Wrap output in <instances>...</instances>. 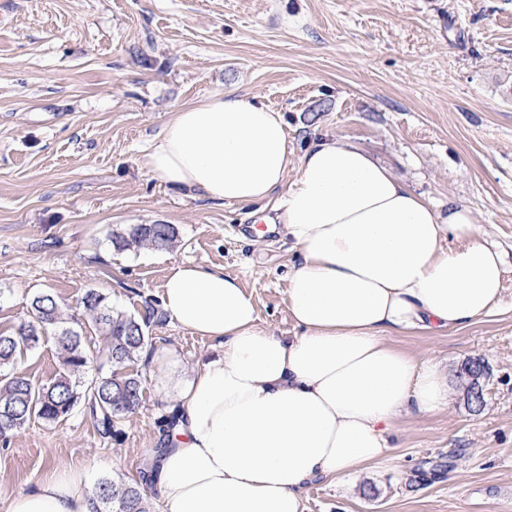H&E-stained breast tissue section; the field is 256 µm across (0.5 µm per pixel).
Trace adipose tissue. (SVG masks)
<instances>
[{"label":"adipose tissue","mask_w":512,"mask_h":512,"mask_svg":"<svg viewBox=\"0 0 512 512\" xmlns=\"http://www.w3.org/2000/svg\"><path fill=\"white\" fill-rule=\"evenodd\" d=\"M143 164L210 201L263 213L276 199L264 222L293 245L286 302L302 330L270 333L223 269L171 268L164 311L215 354L172 387L168 449L147 468L163 512H302L309 481L382 461L402 418L447 404L438 364L391 339L460 328L497 306L503 259L466 207L440 213L338 138L293 156L283 114L233 93L173 112ZM5 512H100V501L82 472L60 468Z\"/></svg>","instance_id":"1"}]
</instances>
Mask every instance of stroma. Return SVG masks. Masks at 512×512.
<instances>
[{"label": "stroma", "mask_w": 512, "mask_h": 512, "mask_svg": "<svg viewBox=\"0 0 512 512\" xmlns=\"http://www.w3.org/2000/svg\"><path fill=\"white\" fill-rule=\"evenodd\" d=\"M223 93L283 112L289 148L328 135L389 167L440 210L466 205L502 252L499 308L458 329L394 344L447 374L448 403L402 418L386 463L344 482L317 478L303 512H512V0H0V332L32 298L80 312L95 288L119 310L159 301L170 268L223 267L277 336L299 330L286 303L292 245L248 232L247 210L154 179L143 159L172 112ZM171 224L167 250L115 251L112 232ZM130 363L141 408L102 439L83 408L0 441V492L56 469L133 482L158 447L166 388L211 341L173 319ZM484 363V403L460 373ZM17 368L60 370L47 334Z\"/></svg>", "instance_id": "1"}]
</instances>
